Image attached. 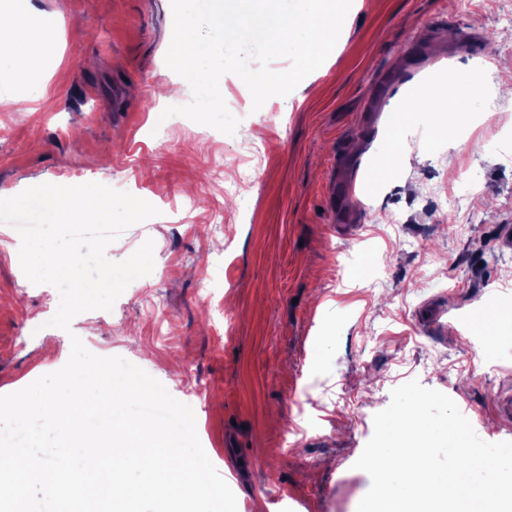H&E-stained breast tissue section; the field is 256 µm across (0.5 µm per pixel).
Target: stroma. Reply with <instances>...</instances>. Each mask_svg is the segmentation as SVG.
<instances>
[{
	"label": "stroma",
	"instance_id": "35a3bbf8",
	"mask_svg": "<svg viewBox=\"0 0 512 512\" xmlns=\"http://www.w3.org/2000/svg\"><path fill=\"white\" fill-rule=\"evenodd\" d=\"M25 2L45 19L27 68L43 94L0 90V194L36 181L129 192L159 213L107 258L150 239L157 261L179 264H157L65 331L49 324L58 290L26 278L19 234L0 222V395L61 369L74 335L122 357L193 409L238 512H357L373 417L412 379L450 396L481 439L512 441V335L481 359L474 321L479 307L512 305V111L491 124L481 110L512 80V26L500 21L512 0H352L335 55L288 96L256 110L238 76L221 77L232 135L153 119L192 99L165 63L170 0H0V12ZM480 60L464 144L415 125L414 151L367 185L386 113ZM460 188L454 216L423 205ZM148 296L162 304L161 341Z\"/></svg>",
	"mask_w": 512,
	"mask_h": 512
}]
</instances>
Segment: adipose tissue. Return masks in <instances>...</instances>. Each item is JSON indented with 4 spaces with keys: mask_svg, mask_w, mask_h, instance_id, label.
Wrapping results in <instances>:
<instances>
[{
    "mask_svg": "<svg viewBox=\"0 0 512 512\" xmlns=\"http://www.w3.org/2000/svg\"><path fill=\"white\" fill-rule=\"evenodd\" d=\"M43 18L37 11L23 14H0V62L10 60V67L0 65V87L22 82V66L39 51L35 39ZM420 113L418 106L391 113L389 132L378 151V177H385L396 168L398 159L409 153L413 142L405 134L407 126L415 124Z\"/></svg>",
    "mask_w": 512,
    "mask_h": 512,
    "instance_id": "obj_1",
    "label": "adipose tissue"
}]
</instances>
